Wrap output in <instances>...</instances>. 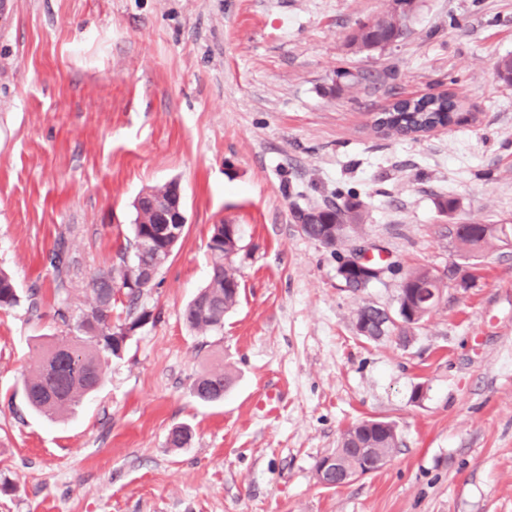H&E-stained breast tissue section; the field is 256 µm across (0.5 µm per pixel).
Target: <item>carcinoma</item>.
Returning a JSON list of instances; mask_svg holds the SVG:
<instances>
[{"label":"carcinoma","mask_w":512,"mask_h":512,"mask_svg":"<svg viewBox=\"0 0 512 512\" xmlns=\"http://www.w3.org/2000/svg\"><path fill=\"white\" fill-rule=\"evenodd\" d=\"M395 7L385 16L362 24L354 42L365 49L382 47L398 41L405 33L409 18L410 0H393ZM459 98L454 93L428 96L404 106L393 104L374 120L376 132L382 135L406 136L426 133L437 126H450L461 122L458 112ZM359 204L347 201L343 208L332 212H320L336 224V240L347 235L352 224L359 220ZM146 228L136 224L133 234L117 252V261L92 279L91 298L83 306L74 305L71 287L76 275V260L69 248V236L75 227L67 228V235L60 236L46 261L54 272V301L56 315L66 327V335L41 348L23 380L29 405L48 416L63 415L71 411L80 400L96 392L104 382V371L99 353L117 355L123 337L112 335V308L117 297L124 305V322L140 324L153 312L141 306L147 289L128 288L127 257L136 250L137 236ZM503 228L492 225L485 229L482 224H464L459 228V243L456 248L465 253L483 249L491 240L500 239ZM210 251V274L214 275L211 287L202 288L183 311L190 328L204 334H218L224 328V314L238 303L240 292L236 291L239 277L232 260L224 256V250L208 245ZM414 291L440 293V278L426 269L408 272L402 279L399 295L408 296ZM20 304V295L14 278L0 269V309L9 310ZM428 313L416 318L400 317V324L389 321L383 308L366 303L356 312L355 320L368 318L376 325L374 336L379 337L395 326L400 329V340H408V330L419 324ZM229 378L224 368H213L201 375L193 384L195 397L212 403L224 398V388ZM365 440L370 453L384 461L389 460L400 439L396 425L379 419H362L350 426L340 437L334 451L337 460L345 469H353L359 459L354 451L356 441Z\"/></svg>","instance_id":"carcinoma-1"}]
</instances>
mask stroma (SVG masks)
I'll return each mask as SVG.
<instances>
[{
    "label": "stroma",
    "mask_w": 512,
    "mask_h": 512,
    "mask_svg": "<svg viewBox=\"0 0 512 512\" xmlns=\"http://www.w3.org/2000/svg\"><path fill=\"white\" fill-rule=\"evenodd\" d=\"M392 0H8L0 23V268L38 315L0 311V512H512V0H417L383 50L352 43ZM456 92L463 120L373 133L410 96ZM179 181L184 236L142 304L157 315L68 415L31 411L22 375L61 335L46 263L76 225V304L131 234L134 199ZM354 196L329 247L294 207ZM457 202L454 212L439 208ZM240 228L222 334L183 309L209 274L212 225ZM500 224L461 257L451 227ZM387 265L360 293L357 244ZM459 267L470 284L448 277ZM415 268L443 279L408 341H372L358 308H397ZM223 366L222 402L194 381ZM280 399L276 416L256 404ZM395 423L381 469L326 488L315 464L357 420ZM192 439L170 447L169 431ZM359 204L347 201L343 205V209H336L334 212H325L322 211L319 214L318 223L321 224H305L304 222H310L309 216L315 210L302 211L298 214V221L301 223L299 227L302 229L303 234L314 241H317L319 236L322 234L324 230V225L321 217H326L330 221L336 224V242L341 241L347 235L348 230L351 228L353 223H356L359 220L358 214ZM304 225V226H303Z\"/></svg>",
    "instance_id": "1"
}]
</instances>
